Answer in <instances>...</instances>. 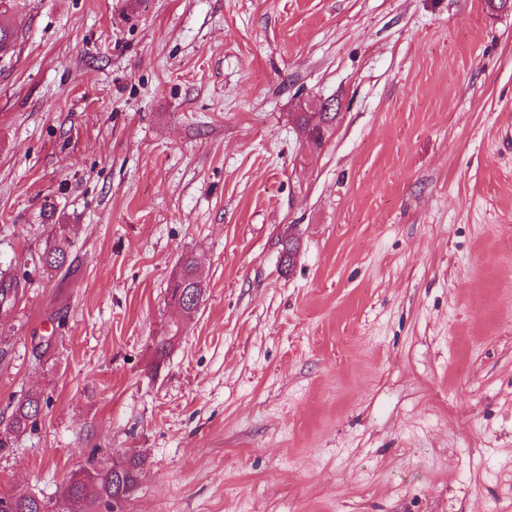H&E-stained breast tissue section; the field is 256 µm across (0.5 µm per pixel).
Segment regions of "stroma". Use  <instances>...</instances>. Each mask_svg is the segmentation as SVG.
I'll list each match as a JSON object with an SVG mask.
<instances>
[{"mask_svg":"<svg viewBox=\"0 0 512 512\" xmlns=\"http://www.w3.org/2000/svg\"><path fill=\"white\" fill-rule=\"evenodd\" d=\"M10 18L0 420L43 408L0 493L127 452L122 512H512V0ZM58 229L55 228V234L52 241L46 245L44 251V265L50 271H58L62 269L68 258V249L70 247L67 238L66 228L63 224H59ZM201 264V258L197 255H187L182 258L181 266V282L180 287L183 288V292H187V296L184 300V306L182 311L187 315H193L199 308L204 295V288L199 282L196 281L199 277L197 276V270Z\"/></svg>","mask_w":512,"mask_h":512,"instance_id":"1","label":"stroma"}]
</instances>
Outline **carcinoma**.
Returning <instances> with one entry per match:
<instances>
[{"mask_svg":"<svg viewBox=\"0 0 512 512\" xmlns=\"http://www.w3.org/2000/svg\"><path fill=\"white\" fill-rule=\"evenodd\" d=\"M14 7L13 0H0V44L16 38L10 26L8 14ZM70 247L64 225H58L52 241L44 251V265L51 271L62 269L68 258ZM201 258L187 255L182 258L180 287L187 292L182 311L193 315L199 308L204 288L197 282V270ZM41 410V397L28 394L19 400L11 412L6 426L0 430V449L8 447L11 438L33 428ZM144 470V459L132 457L122 463L99 460L95 453L86 458L81 473L71 478L61 498L52 502L30 494H0V512H98L100 503L111 507L130 497L138 487Z\"/></svg>","mask_w":512,"mask_h":512,"instance_id":"obj_1","label":"carcinoma"}]
</instances>
